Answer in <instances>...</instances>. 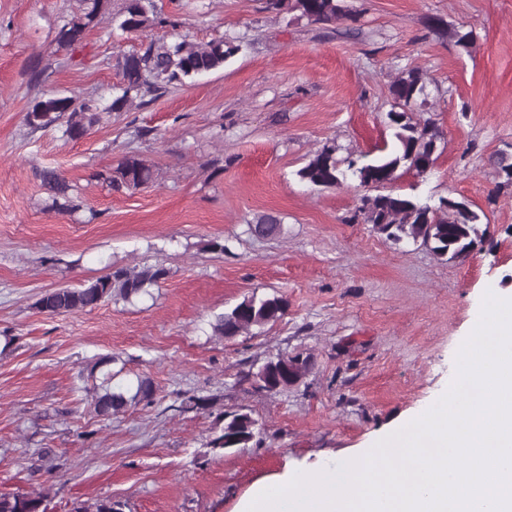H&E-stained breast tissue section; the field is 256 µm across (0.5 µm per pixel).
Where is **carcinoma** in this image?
<instances>
[{
	"instance_id": "carcinoma-1",
	"label": "carcinoma",
	"mask_w": 512,
	"mask_h": 512,
	"mask_svg": "<svg viewBox=\"0 0 512 512\" xmlns=\"http://www.w3.org/2000/svg\"><path fill=\"white\" fill-rule=\"evenodd\" d=\"M108 0H80L81 7L63 20L57 43L75 46L87 31L99 25L106 14ZM263 10L276 14H297L311 23L329 24L353 17V11L340 0H263ZM166 20L155 9L153 0H124L121 10L112 15L109 36L123 35L145 38L140 51L117 59L121 81L112 101L105 107L74 94L47 93L29 108L24 116L33 131L63 128V135L75 140L90 131L100 120V112H126L134 104L146 106L174 86L193 82L195 77L216 70L240 50L233 40L215 39L191 42L178 36L173 41L154 36V30ZM388 123L393 140L379 149V154L363 163L347 156L336 158V144H324L296 172V177L313 187L332 188L352 177L360 184L378 190L363 198L358 213L364 223L395 242L411 240L445 260L468 257L484 232L479 228L480 215L462 202L441 198L433 205L418 196L395 194L388 190L403 167L419 175L428 173L436 163L443 131L430 118L416 119L414 113L426 111L429 91L424 74L409 68L391 83ZM49 191L52 205L58 209L72 206V187L59 172L46 168L40 172ZM117 188H139L154 182L152 168L136 157L125 158L116 175L108 177ZM255 236L272 237L282 231L281 219L272 214L257 216L249 225ZM169 270L157 263L139 269L114 268L108 274L79 288H57L37 301L38 307L50 314H72L97 307L107 299L130 301L149 293L167 279ZM288 301L281 296L245 297L227 311L215 316L213 331L226 339L263 328L278 321L286 313ZM309 370L306 358L287 357L270 360L255 374L257 388L273 392L300 384ZM153 397L150 380H137L136 390L129 395L122 388L101 386L94 409L99 416H110L129 405L149 403ZM256 437V420L248 413L224 414L222 433L213 435L207 447L213 449L242 448ZM40 495L0 494V512H45ZM125 503L110 497L77 507L74 512H124Z\"/></svg>"
}]
</instances>
